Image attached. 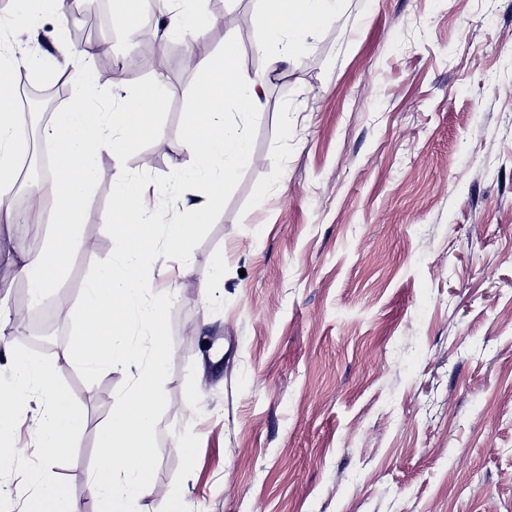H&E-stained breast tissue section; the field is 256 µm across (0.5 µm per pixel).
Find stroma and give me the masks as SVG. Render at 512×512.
Listing matches in <instances>:
<instances>
[{"mask_svg": "<svg viewBox=\"0 0 512 512\" xmlns=\"http://www.w3.org/2000/svg\"><path fill=\"white\" fill-rule=\"evenodd\" d=\"M264 0H198L230 23L201 49L233 44L251 77ZM272 73L250 125L251 155L191 244L193 269L154 259V295L178 288L165 320L156 463L138 512H512V0H346ZM139 43L93 21L87 50ZM156 134L103 156L79 211L93 246L75 250L51 347L39 355L86 426L53 460L18 415L0 512H19L50 474L81 512L96 432L133 368L90 372L71 356L77 308L112 261V185L135 175L161 223L179 220L175 173L190 164L183 116L198 72L160 51ZM43 225L0 222V301L21 309L17 254ZM224 281L213 287L216 254ZM195 447L185 462L181 440Z\"/></svg>", "mask_w": 512, "mask_h": 512, "instance_id": "stroma-1", "label": "stroma"}]
</instances>
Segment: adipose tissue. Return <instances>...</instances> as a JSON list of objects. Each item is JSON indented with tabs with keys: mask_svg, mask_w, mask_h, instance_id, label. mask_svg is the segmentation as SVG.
<instances>
[{
	"mask_svg": "<svg viewBox=\"0 0 512 512\" xmlns=\"http://www.w3.org/2000/svg\"><path fill=\"white\" fill-rule=\"evenodd\" d=\"M266 3L255 23L266 41L280 44L281 51L267 56L264 74L243 77L229 46L219 55L193 58L200 82L191 110L184 117L187 134L183 142L192 162L175 176L176 183L195 188L194 200L183 204L185 221L158 225L155 213L143 204L139 179L125 176L113 185L112 252L121 262L103 264L91 277L79 304L73 354L91 371L129 364L139 354L128 329L129 318L135 314L150 338L151 351L132 388L119 397L111 417L99 428L91 484L102 500V512H137L136 500L147 492L148 475L155 464L153 433L159 384L165 372V318L179 292L173 288L161 300L148 302L152 256L157 249H167L177 256L183 272H190L192 255L187 241L194 230L192 222L208 213L217 189L233 181L239 163L248 157L249 123L261 114L266 75L302 51L298 43L285 41V34L299 27L318 29L341 13L344 0ZM209 24V18L195 8L194 0H164L155 20L166 39L199 36ZM18 65L17 58L0 53V206L15 195L17 161L26 150L17 136L19 114L10 82ZM100 85L120 96L117 111H87L90 91ZM229 101L235 104L239 120L230 119L225 111ZM164 103L161 77H154L144 89L130 92L123 81L102 82L94 71L83 69L72 83L69 109L53 113L40 128V138L54 146L58 163L46 182L30 194L32 207H51L50 230L40 248L26 253L16 264L31 303L42 301L58 288L70 254L87 244L78 211L95 180L100 158H120L134 149L142 136L152 134L153 119ZM9 359L10 383L8 388L0 387V453H10L16 412L36 390L46 400L37 442L46 456H56L81 433L84 417L74 400L55 385L50 366L37 354L13 352Z\"/></svg>",
	"mask_w": 512,
	"mask_h": 512,
	"instance_id": "1",
	"label": "adipose tissue"
}]
</instances>
